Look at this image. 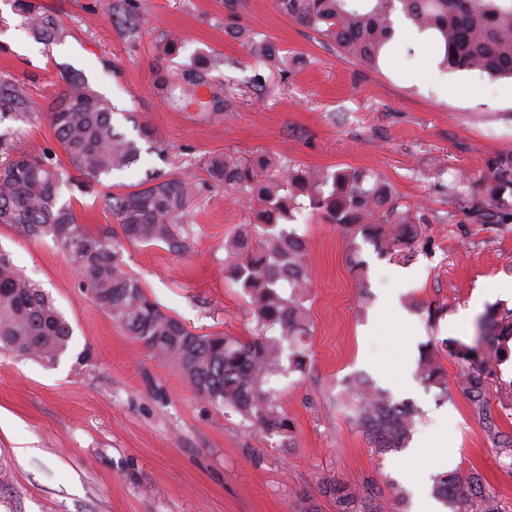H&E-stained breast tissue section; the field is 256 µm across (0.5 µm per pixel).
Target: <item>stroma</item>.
Returning <instances> with one entry per match:
<instances>
[{
    "label": "stroma",
    "mask_w": 512,
    "mask_h": 512,
    "mask_svg": "<svg viewBox=\"0 0 512 512\" xmlns=\"http://www.w3.org/2000/svg\"><path fill=\"white\" fill-rule=\"evenodd\" d=\"M70 28L61 44H44L26 29L9 0H0V78L21 84L31 117L14 121L24 150L60 154L46 110L66 71L81 73L118 108L115 124L133 134L153 125L164 152L143 151L130 169L93 191L64 189L80 223L110 224L107 186L123 190L147 172L198 179L211 156L265 154L284 162L336 170L377 171L403 203L421 207L424 248L404 262L360 242L362 274L352 272L337 226L302 212L290 230L310 254L307 301L313 333L307 374L276 378L291 438L266 435L229 409L200 399L177 367L156 360L113 324L82 288L50 239L30 240L0 224V249L49 292L73 330L69 354L55 366L0 352V512H296L299 492L316 495L321 512H336L317 481L336 476L355 488L373 486L394 512H421L431 494L430 444L447 433L455 471L480 470L512 512V472L449 383V397L417 376L424 345L473 340L486 305L512 308L501 284L512 281V224H473L457 191L478 193L489 158L512 153V80L442 71L413 31L391 46L379 68L345 58L334 44L280 13L274 0H242L240 22L255 40L297 58L288 75L255 58L224 31V0H131L140 26L127 33L108 16L111 0H38ZM168 32L180 49L158 42ZM201 55H219L212 81L227 90L221 112L172 107L154 88L159 74L183 73ZM247 200L204 187L187 210L188 248L127 246L128 272L149 297L189 329L240 339L254 323L248 298L224 280V240L248 223ZM397 296L400 318L373 335L379 301ZM440 308L429 320V308ZM85 361H78L82 351ZM364 375L395 400L417 409L412 453H374L339 399L347 379Z\"/></svg>",
    "instance_id": "35a3bbf8"
}]
</instances>
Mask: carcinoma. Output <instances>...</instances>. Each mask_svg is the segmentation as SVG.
Listing matches in <instances>:
<instances>
[{
  "label": "carcinoma",
  "instance_id": "obj_1",
  "mask_svg": "<svg viewBox=\"0 0 512 512\" xmlns=\"http://www.w3.org/2000/svg\"><path fill=\"white\" fill-rule=\"evenodd\" d=\"M239 5L240 0H224L225 31L249 43L254 56L290 73L297 59L279 55L269 42L254 41L235 22ZM13 6L37 39L51 44L70 36L56 14L32 0H13ZM275 6L371 69L379 67L400 27L406 26L432 42L443 70L512 77V0H275ZM109 18L132 31L137 28L129 0H115ZM220 63L199 57L182 75L160 77L157 88L173 104L222 112L228 98L209 81ZM62 82L48 118L64 159L33 156L17 145L12 128L0 131V224L32 240L51 238L112 322L158 359L175 364L198 396L237 412L263 433L289 437L291 423L273 383L285 370L303 374L309 369L305 339L311 322L305 302L311 283L306 242L284 225L308 207L325 223L339 225L352 246L360 236L381 255H409L423 244V216L370 169L301 168L266 155L210 158L209 181L251 202L250 223L224 240V279L248 296L255 329L245 340L196 334L149 298L140 280L126 270L123 250L129 242L163 243L171 252L184 251L187 238L176 227L200 183L153 171L135 188L107 195V210L118 227L90 231L78 223L71 205L61 199L62 187L72 185V174L87 188L98 186L138 161V140L159 148L161 138L149 123L135 125L137 137L128 136L114 124L116 108L109 99L77 75H65ZM32 112L34 103L25 89L1 78L0 124ZM487 169L483 194L469 197L462 209L473 224H512V203L506 199L512 197V154L490 158ZM487 322L497 329L492 337L434 345L423 354L418 373L446 398L448 379L440 354L453 358L460 369L459 390L497 453L511 460L512 470V435L500 430L491 407L495 399L502 410H512V382L498 384L490 397L494 370L483 353L487 347L498 358L512 354V309L492 310ZM271 329L277 335H267ZM72 336L49 295L0 249V350L53 366L67 353ZM344 409L362 426L374 450L386 454L407 448L416 416L410 403L398 402L372 380L357 377L347 381ZM318 490L334 500L336 512H385L375 493L355 490L336 477L320 478ZM433 493L450 512H503L498 496L476 470L435 477Z\"/></svg>",
  "mask_w": 512,
  "mask_h": 512
}]
</instances>
